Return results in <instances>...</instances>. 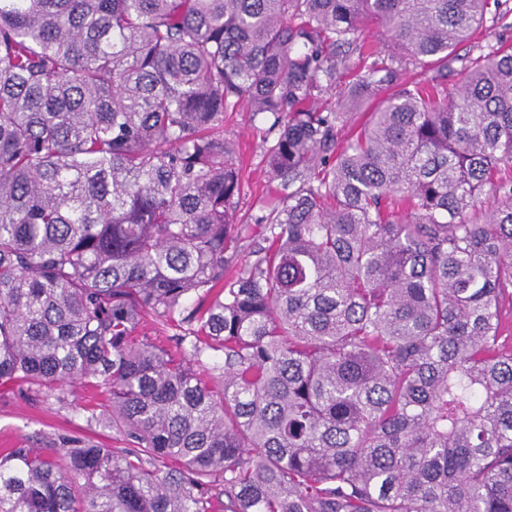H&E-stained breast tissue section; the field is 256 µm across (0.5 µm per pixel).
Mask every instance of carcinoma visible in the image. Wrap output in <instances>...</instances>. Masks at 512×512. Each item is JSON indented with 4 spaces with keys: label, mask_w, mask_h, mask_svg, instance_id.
Masks as SVG:
<instances>
[{
    "label": "carcinoma",
    "mask_w": 512,
    "mask_h": 512,
    "mask_svg": "<svg viewBox=\"0 0 512 512\" xmlns=\"http://www.w3.org/2000/svg\"><path fill=\"white\" fill-rule=\"evenodd\" d=\"M488 5L0 0V387L126 444L8 449L0 512H512V46L445 84ZM241 104L301 184L229 275ZM348 69L345 70L341 77V82L336 86L335 90L330 91L328 94H323L318 99V106L325 108L333 103L340 95L342 89L352 83L355 75L362 69L363 64L359 60L357 53H351L348 58ZM385 96L384 94H380L375 98L369 99L367 101H359L355 104V106L352 109V114L350 116V123L348 126V129L353 131L357 127H359L365 119L367 118L368 112H372L380 103L382 98ZM348 129L345 131V134L342 135V137L338 139V145L341 146L343 143V140L347 138L349 135Z\"/></svg>",
    "instance_id": "cac0c4a2"
}]
</instances>
